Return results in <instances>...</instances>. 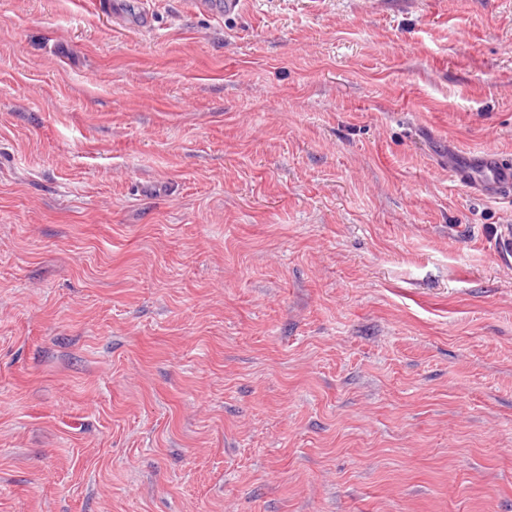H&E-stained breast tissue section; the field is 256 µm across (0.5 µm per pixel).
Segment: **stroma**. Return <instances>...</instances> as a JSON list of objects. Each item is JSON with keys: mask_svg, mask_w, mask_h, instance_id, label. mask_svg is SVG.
Listing matches in <instances>:
<instances>
[{"mask_svg": "<svg viewBox=\"0 0 512 512\" xmlns=\"http://www.w3.org/2000/svg\"><path fill=\"white\" fill-rule=\"evenodd\" d=\"M0 0V512H512V0ZM448 181L467 188L471 194L494 198L504 192L512 196V158L494 148L459 153L448 160Z\"/></svg>", "mask_w": 512, "mask_h": 512, "instance_id": "stroma-1", "label": "stroma"}]
</instances>
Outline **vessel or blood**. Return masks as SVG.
<instances>
[{
    "label": "vessel or blood",
    "instance_id": "b4317fda",
    "mask_svg": "<svg viewBox=\"0 0 512 512\" xmlns=\"http://www.w3.org/2000/svg\"><path fill=\"white\" fill-rule=\"evenodd\" d=\"M448 180L476 196L512 195V158L490 147L459 154L448 163Z\"/></svg>",
    "mask_w": 512,
    "mask_h": 512
}]
</instances>
